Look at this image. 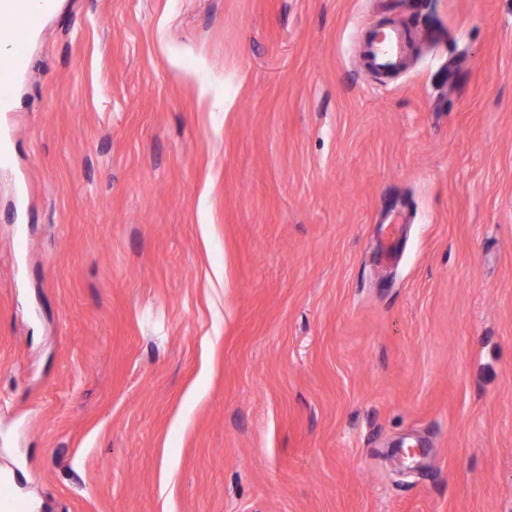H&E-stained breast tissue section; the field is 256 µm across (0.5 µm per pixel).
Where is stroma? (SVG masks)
Here are the masks:
<instances>
[{
  "instance_id": "obj_1",
  "label": "stroma",
  "mask_w": 512,
  "mask_h": 512,
  "mask_svg": "<svg viewBox=\"0 0 512 512\" xmlns=\"http://www.w3.org/2000/svg\"><path fill=\"white\" fill-rule=\"evenodd\" d=\"M391 25L382 78L358 43ZM8 26L17 512H512V0ZM18 41L17 34L10 39H5L2 42L0 41L1 56L5 57L0 60V69L3 74L9 75L10 73H19L22 70V60L19 55L6 57L10 53L14 52ZM5 48H9L8 51H5Z\"/></svg>"
}]
</instances>
